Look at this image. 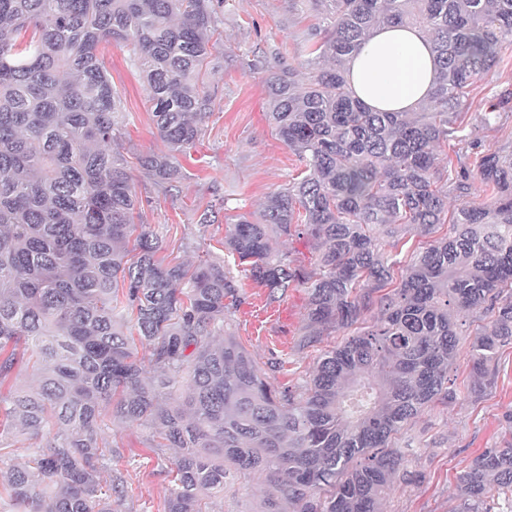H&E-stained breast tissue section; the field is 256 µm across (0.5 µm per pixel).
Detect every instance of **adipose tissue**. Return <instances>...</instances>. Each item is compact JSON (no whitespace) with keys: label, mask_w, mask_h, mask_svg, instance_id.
<instances>
[{"label":"adipose tissue","mask_w":512,"mask_h":512,"mask_svg":"<svg viewBox=\"0 0 512 512\" xmlns=\"http://www.w3.org/2000/svg\"><path fill=\"white\" fill-rule=\"evenodd\" d=\"M354 97L368 107L408 112L431 96L437 63L422 27H382L352 53L345 65Z\"/></svg>","instance_id":"ef3b65f1"}]
</instances>
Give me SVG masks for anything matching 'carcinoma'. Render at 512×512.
I'll list each match as a JSON object with an SVG mask.
<instances>
[{"label":"carcinoma","instance_id":"cac0c4a2","mask_svg":"<svg viewBox=\"0 0 512 512\" xmlns=\"http://www.w3.org/2000/svg\"><path fill=\"white\" fill-rule=\"evenodd\" d=\"M309 2L320 22L306 76L266 80L302 177L238 216L224 251L271 301L307 286L299 350L381 316L324 352L312 378L276 389L268 372L282 359L262 367L225 335L242 304L226 260L167 263L159 235L133 223L141 200L112 148L123 108L99 57L103 43L134 47L167 147L139 166L166 192L211 109L204 77L224 0H0V386L28 364L0 393V447L28 442L24 462L0 455V512H119L129 488L106 429L131 422L177 449L164 512H211L231 469L266 486L258 512H381L405 463L393 439L455 398L464 311L491 317L469 344V390L494 385L512 344V157H480L492 205L459 209L453 235L406 264L392 251L407 227L444 223L448 184L466 189L440 152L462 141L470 87L512 43V0ZM408 24L431 38L435 89L412 112H373L348 87L346 57L374 30ZM274 232L311 239L316 271L274 251ZM458 492L456 512H492L493 496L512 512V440L476 456Z\"/></svg>","mask_w":512,"mask_h":512}]
</instances>
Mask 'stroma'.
<instances>
[{
	"label": "stroma",
	"mask_w": 512,
	"mask_h": 512,
	"mask_svg": "<svg viewBox=\"0 0 512 512\" xmlns=\"http://www.w3.org/2000/svg\"><path fill=\"white\" fill-rule=\"evenodd\" d=\"M316 16L300 0H224V31L211 49L207 82L213 104L204 117L202 134L180 163L185 180L163 193L143 176L140 156L164 151L152 120L151 103L131 49L104 43L103 61L123 104L121 152L128 160L135 189L142 200L136 223L150 225L163 241L166 260L196 266L206 255L221 254L222 240L237 215L249 214L296 178L303 165L277 137L269 120L267 78L281 68L304 73L309 53L308 32ZM512 46L503 50L499 67L478 77L471 105L462 116L466 141L455 150L470 172L466 192L448 193V210L482 206L492 200L481 183L478 161L487 150L512 153ZM491 123H484L487 112ZM224 207L213 224L198 222L215 196ZM238 284L244 304L233 317L232 336L260 363L284 358L271 374L274 386H294L309 377L322 351L341 344L347 331L323 336L320 345L301 351L294 345L305 331L307 288L296 286L269 301L268 291L242 278ZM480 312L460 315L456 330L460 355L448 370V385L457 398L425 409L408 422L395 439L406 453L413 479L395 483L383 501V512H453L458 504L457 483L472 459L506 439L504 416L512 411V345L504 347L495 365V383L480 397L466 390L470 366L466 351L477 329L488 323ZM123 453L117 469L129 486L120 512H163L173 451L153 445L152 431L137 424L115 427L109 434ZM262 496L259 483L229 473L224 496L213 512H257Z\"/></svg>",
	"instance_id": "stroma-1"
}]
</instances>
